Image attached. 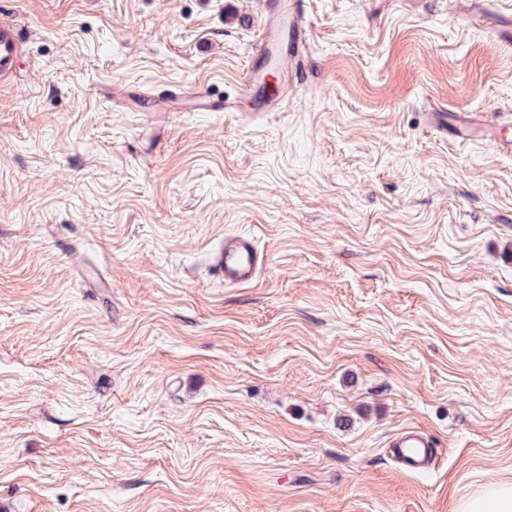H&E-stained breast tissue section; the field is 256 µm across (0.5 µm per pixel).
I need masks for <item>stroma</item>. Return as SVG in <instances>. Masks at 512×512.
Masks as SVG:
<instances>
[{"instance_id":"stroma-1","label":"stroma","mask_w":512,"mask_h":512,"mask_svg":"<svg viewBox=\"0 0 512 512\" xmlns=\"http://www.w3.org/2000/svg\"><path fill=\"white\" fill-rule=\"evenodd\" d=\"M0 0V512H459L512 485V0ZM206 83L232 112H149ZM448 113L436 131L434 109ZM253 236L250 285L213 275ZM426 433L435 466L390 446ZM265 5L266 25L256 54L263 59L286 54L298 66L309 44V23L303 5L294 0H267ZM22 44L17 24L14 21L0 20V78L12 76Z\"/></svg>"}]
</instances>
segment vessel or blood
<instances>
[{
    "label": "vessel or blood",
    "mask_w": 512,
    "mask_h": 512,
    "mask_svg": "<svg viewBox=\"0 0 512 512\" xmlns=\"http://www.w3.org/2000/svg\"><path fill=\"white\" fill-rule=\"evenodd\" d=\"M265 16L257 54L264 59L285 54L294 63H301L309 44V23L300 0H266ZM21 50L17 24L0 20V78L12 76ZM188 97L202 112L229 111L234 107L233 101L215 97L205 84L193 88ZM211 261L214 271L225 282L236 284L254 281L263 267L253 239L247 236L225 240ZM393 448L405 467L414 471L427 469L433 458L431 440L414 429L403 432Z\"/></svg>",
    "instance_id": "1"
}]
</instances>
